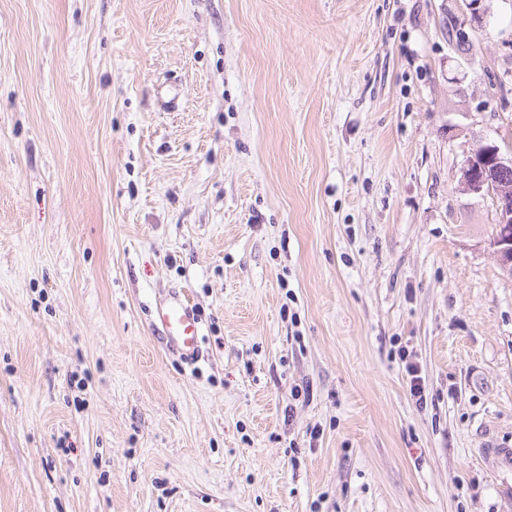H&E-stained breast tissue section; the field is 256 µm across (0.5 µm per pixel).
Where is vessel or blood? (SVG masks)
<instances>
[{"instance_id": "vessel-or-blood-1", "label": "vessel or blood", "mask_w": 512, "mask_h": 512, "mask_svg": "<svg viewBox=\"0 0 512 512\" xmlns=\"http://www.w3.org/2000/svg\"><path fill=\"white\" fill-rule=\"evenodd\" d=\"M153 322L162 329L168 349L185 362L197 360L202 342V326L186 296L174 292L156 303Z\"/></svg>"}]
</instances>
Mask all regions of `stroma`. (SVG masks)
<instances>
[{"label": "stroma", "instance_id": "stroma-1", "mask_svg": "<svg viewBox=\"0 0 512 512\" xmlns=\"http://www.w3.org/2000/svg\"><path fill=\"white\" fill-rule=\"evenodd\" d=\"M484 4L0 0V512H500L512 278L462 167L512 146V0ZM152 320L161 327L168 349L187 363L197 360L203 336L202 326L184 294L172 292L156 303ZM408 356L410 354L406 353V350L401 349L399 357L402 363H405V371L407 375L410 377L409 379V392L411 397H413L420 407H424L427 405V397L425 395V381L423 377L419 373L418 366L410 361H407Z\"/></svg>", "mask_w": 512, "mask_h": 512}]
</instances>
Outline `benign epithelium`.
<instances>
[{"label": "benign epithelium", "instance_id": "1", "mask_svg": "<svg viewBox=\"0 0 512 512\" xmlns=\"http://www.w3.org/2000/svg\"><path fill=\"white\" fill-rule=\"evenodd\" d=\"M512 172V151H502L496 144H486L468 156L462 168L465 188L493 200L496 224L503 228L493 234L490 246L498 264L512 278V233L505 226H512V184L507 183V174Z\"/></svg>", "mask_w": 512, "mask_h": 512}]
</instances>
